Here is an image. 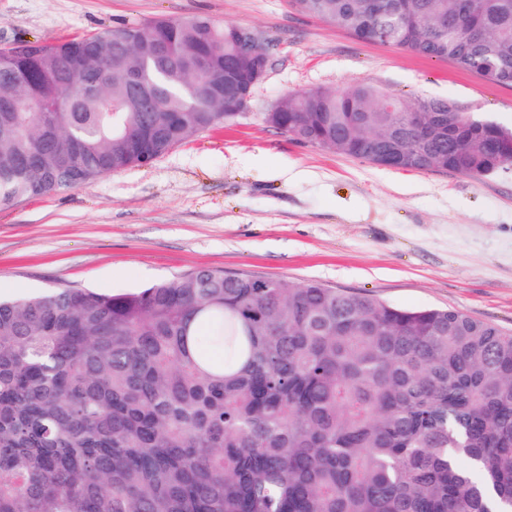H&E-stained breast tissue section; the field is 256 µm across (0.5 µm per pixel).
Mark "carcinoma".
<instances>
[{
    "label": "carcinoma",
    "instance_id": "cac0c4a2",
    "mask_svg": "<svg viewBox=\"0 0 512 512\" xmlns=\"http://www.w3.org/2000/svg\"><path fill=\"white\" fill-rule=\"evenodd\" d=\"M290 0L512 86V0ZM0 50V211L232 124L208 18ZM360 82L266 123L376 166L482 176L500 124ZM419 115L423 138L401 124ZM0 512H512V331L308 280L202 268L141 291L0 298Z\"/></svg>",
    "mask_w": 512,
    "mask_h": 512
}]
</instances>
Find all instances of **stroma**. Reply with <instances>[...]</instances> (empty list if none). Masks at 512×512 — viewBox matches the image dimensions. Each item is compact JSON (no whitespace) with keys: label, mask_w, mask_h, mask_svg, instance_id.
Listing matches in <instances>:
<instances>
[{"label":"stroma","mask_w":512,"mask_h":512,"mask_svg":"<svg viewBox=\"0 0 512 512\" xmlns=\"http://www.w3.org/2000/svg\"><path fill=\"white\" fill-rule=\"evenodd\" d=\"M206 17L251 28L270 69L249 109L146 167L0 212V283L134 292L200 268L316 280L512 330V168L468 177L378 167L265 123L284 96L365 81L450 99L512 128V86L357 40L288 0H0V49Z\"/></svg>","instance_id":"1"}]
</instances>
